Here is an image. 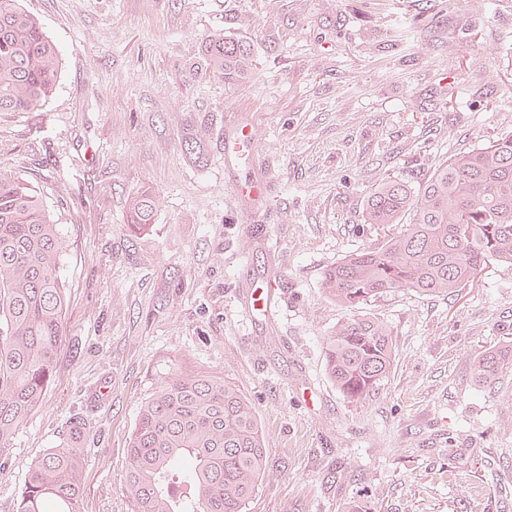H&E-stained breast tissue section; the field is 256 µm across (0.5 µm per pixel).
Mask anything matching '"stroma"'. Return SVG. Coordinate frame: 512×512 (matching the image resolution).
<instances>
[{
  "label": "stroma",
  "instance_id": "35a3bbf8",
  "mask_svg": "<svg viewBox=\"0 0 512 512\" xmlns=\"http://www.w3.org/2000/svg\"><path fill=\"white\" fill-rule=\"evenodd\" d=\"M23 0L61 52L54 97L0 113V169L43 188L67 244L65 336L41 405L0 458V512L33 461L86 424L82 512H133L127 442L177 370L252 402L269 468L246 512H512V374L472 368L512 344V267L448 297L400 290L361 313L395 359L352 403L323 341L347 312L325 270L375 244L371 189L419 185L435 163L512 131V0ZM250 43L247 82L191 74L211 36ZM251 125L272 217L246 231L217 138ZM205 128L202 157L182 139ZM156 191L154 224L126 204ZM276 274L269 317L244 312L249 277ZM158 198L151 187L144 188L128 200L126 222L131 233L139 234L153 224ZM512 370V348L501 347L487 351L473 366V378L482 386L500 382Z\"/></svg>",
  "mask_w": 512,
  "mask_h": 512
}]
</instances>
